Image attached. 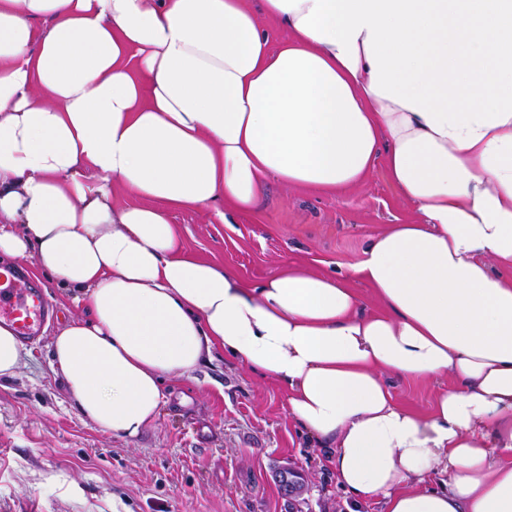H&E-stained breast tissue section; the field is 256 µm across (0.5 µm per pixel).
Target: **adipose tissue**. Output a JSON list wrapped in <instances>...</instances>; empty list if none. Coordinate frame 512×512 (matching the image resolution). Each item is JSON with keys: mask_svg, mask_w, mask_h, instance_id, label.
Returning a JSON list of instances; mask_svg holds the SVG:
<instances>
[{"mask_svg": "<svg viewBox=\"0 0 512 512\" xmlns=\"http://www.w3.org/2000/svg\"><path fill=\"white\" fill-rule=\"evenodd\" d=\"M380 159L420 219L352 267L375 313L294 266L246 282L169 219ZM0 256L85 309L51 366L113 436L222 351L287 387L356 510L512 512V0H0ZM387 373L453 383L423 414Z\"/></svg>", "mask_w": 512, "mask_h": 512, "instance_id": "ef3b65f1", "label": "adipose tissue"}]
</instances>
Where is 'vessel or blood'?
Returning a JSON list of instances; mask_svg holds the SVG:
<instances>
[{
  "label": "vessel or blood",
  "mask_w": 512,
  "mask_h": 512,
  "mask_svg": "<svg viewBox=\"0 0 512 512\" xmlns=\"http://www.w3.org/2000/svg\"><path fill=\"white\" fill-rule=\"evenodd\" d=\"M53 317L43 287L27 269L0 266V321L12 324L22 340L32 341Z\"/></svg>",
  "instance_id": "obj_1"
}]
</instances>
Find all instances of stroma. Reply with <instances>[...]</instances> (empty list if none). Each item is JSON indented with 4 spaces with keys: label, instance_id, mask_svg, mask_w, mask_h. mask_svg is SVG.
Here are the masks:
<instances>
[{
    "label": "stroma",
    "instance_id": "stroma-1",
    "mask_svg": "<svg viewBox=\"0 0 512 512\" xmlns=\"http://www.w3.org/2000/svg\"><path fill=\"white\" fill-rule=\"evenodd\" d=\"M190 253L260 284L287 265L346 276L367 311L377 304L351 267L369 238L419 215L376 164L361 184L335 191L269 179L252 211L221 223L211 209L174 210ZM57 310L26 367L0 381V512H347L320 444L289 415L287 392L237 358L215 354L191 377L165 384L156 421L126 440L82 420L50 366V334L82 310L54 280ZM396 400L430 410L442 386L384 374ZM303 472L286 500L277 470Z\"/></svg>",
    "mask_w": 512,
    "mask_h": 512
}]
</instances>
